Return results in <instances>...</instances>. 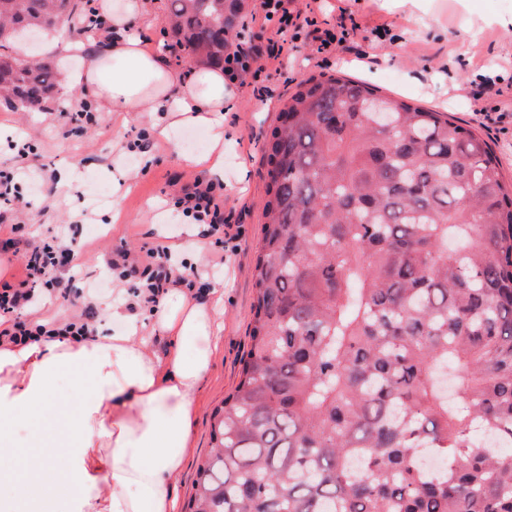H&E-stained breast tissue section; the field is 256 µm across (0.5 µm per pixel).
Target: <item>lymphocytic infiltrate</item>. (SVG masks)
Masks as SVG:
<instances>
[{
  "label": "lymphocytic infiltrate",
  "instance_id": "f902f5d3",
  "mask_svg": "<svg viewBox=\"0 0 512 512\" xmlns=\"http://www.w3.org/2000/svg\"><path fill=\"white\" fill-rule=\"evenodd\" d=\"M251 22L265 34V45L240 42L224 56V75L234 83L247 78H259L270 59H287L289 30L316 26L309 11L297 7L295 0H261L259 10ZM184 217L206 225L208 235L224 232V211L215 195L213 184L195 183L184 190L176 200ZM85 259L83 244L65 234H57L51 241L28 250L21 264V272L14 281L0 277V338L18 344L34 336H91L93 309L90 305L72 310L63 319L41 317L39 299L60 292L57 271L67 267L80 269ZM112 267L120 278L137 283V299L158 303L167 289L182 285L194 287L199 273L194 269L175 271L171 264V249L158 242L141 247L136 257L120 254Z\"/></svg>",
  "mask_w": 512,
  "mask_h": 512
}]
</instances>
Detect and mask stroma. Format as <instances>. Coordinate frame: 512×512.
Here are the masks:
<instances>
[{
	"label": "stroma",
	"mask_w": 512,
	"mask_h": 512,
	"mask_svg": "<svg viewBox=\"0 0 512 512\" xmlns=\"http://www.w3.org/2000/svg\"><path fill=\"white\" fill-rule=\"evenodd\" d=\"M315 17L320 28L349 26L356 53L321 55L306 35L291 44L286 66L236 88V106L224 115V178L220 183L224 217L235 245L216 251L209 239L191 238L185 219L173 220L160 209L172 205L182 186L197 179L181 155L200 156L209 142L190 145L197 128L173 129L170 140L153 138L145 118L120 113L98 124L72 128V112L96 111L93 98L62 107L51 100L31 112L0 110V170L22 166L20 201L12 222L25 225V241L35 243L78 225L86 259L72 288L106 277L95 307L110 303L120 288L109 268L118 251L137 252L143 245L167 243L175 268H197L206 282L224 284V328L199 397L193 448L176 482L177 512H190L193 481L211 448L213 414L239 381L249 348L255 299L254 263L268 199L264 145L279 123L284 100L298 84L320 74H347L380 87L383 94L405 95L408 103L451 113L494 149L505 179H512V116L488 119L498 100L473 103L467 90L486 79L497 80L504 97L512 96V0H323ZM168 0H149L146 16L133 27L162 53L173 37L167 24ZM381 27L385 36L369 37L365 28ZM28 137L31 149L18 159L12 141ZM122 162L136 171L130 189L114 190L112 166ZM70 166L80 176L78 190L58 186L57 172ZM223 265H216V258Z\"/></svg>",
	"instance_id": "1"
}]
</instances>
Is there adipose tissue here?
I'll use <instances>...</instances> for the list:
<instances>
[{
  "mask_svg": "<svg viewBox=\"0 0 512 512\" xmlns=\"http://www.w3.org/2000/svg\"><path fill=\"white\" fill-rule=\"evenodd\" d=\"M99 9L112 24L97 46L61 36L48 42V59L83 60L61 86L62 101L91 95L102 114L138 113L162 139L178 125L206 126L216 151L210 171L220 173L224 114L234 105L223 69L198 65L186 73L144 52L131 21L146 14L147 0H125L116 14L111 0H99ZM223 304L220 285L204 299L168 289L152 311L169 341L161 355L121 298L110 311L122 333L0 342V483L14 485L11 512H57L61 498L67 512H174ZM64 377L76 386L70 401L58 395ZM18 425L29 431L23 448L13 437Z\"/></svg>",
  "mask_w": 512,
  "mask_h": 512,
  "instance_id": "ef3b65f1",
  "label": "adipose tissue"
}]
</instances>
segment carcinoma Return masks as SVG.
<instances>
[{
	"instance_id": "obj_1",
	"label": "carcinoma",
	"mask_w": 512,
	"mask_h": 512,
	"mask_svg": "<svg viewBox=\"0 0 512 512\" xmlns=\"http://www.w3.org/2000/svg\"><path fill=\"white\" fill-rule=\"evenodd\" d=\"M87 2L0 0L1 107L54 97L57 70L13 44ZM240 10L173 0L175 45L224 64ZM266 161L250 349L194 512H512V184L490 144L323 75L284 101Z\"/></svg>"
}]
</instances>
